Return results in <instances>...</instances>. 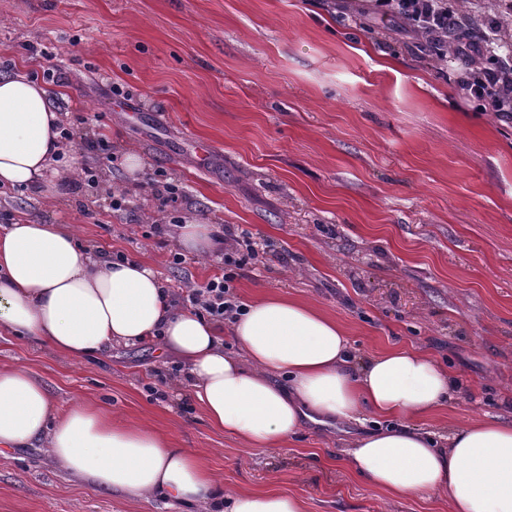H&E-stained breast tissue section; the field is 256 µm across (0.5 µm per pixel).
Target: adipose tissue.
<instances>
[{
    "instance_id": "ef3b65f1",
    "label": "adipose tissue",
    "mask_w": 512,
    "mask_h": 512,
    "mask_svg": "<svg viewBox=\"0 0 512 512\" xmlns=\"http://www.w3.org/2000/svg\"><path fill=\"white\" fill-rule=\"evenodd\" d=\"M56 119L45 86L23 73L0 76L1 182L45 183L62 151ZM0 326L71 358L161 338L209 420L255 449L276 447L309 423H358L366 413L393 419L354 438L360 478L397 496L447 489L448 512H512V423L476 421L438 445L408 421L453 398L451 376L413 350H390L350 371L342 329L310 304L267 296L248 306L233 325L238 359L207 319L169 306L150 267L103 260L78 246L69 225L25 221L0 229ZM39 441L70 474L115 494L211 512H303L288 494L225 492L201 454L152 428L111 423L82 403L56 416L28 372L0 369V447Z\"/></svg>"
}]
</instances>
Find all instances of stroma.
I'll list each match as a JSON object with an SVG mask.
<instances>
[{
	"label": "stroma",
	"mask_w": 512,
	"mask_h": 512,
	"mask_svg": "<svg viewBox=\"0 0 512 512\" xmlns=\"http://www.w3.org/2000/svg\"><path fill=\"white\" fill-rule=\"evenodd\" d=\"M454 8L472 27L496 21L492 52L512 53L504 0ZM20 69L104 147L70 152L76 173L98 161L77 193L0 184V226L70 225L172 290L206 283L223 255L173 264L178 238L150 225L230 226L259 253L235 282L241 302L316 307L344 330L353 365L414 349L452 374V400L416 429L438 440L475 420L512 423V119L465 99L461 53L433 59L369 0H0V75ZM156 180L178 185V201L149 197ZM160 346L74 359L0 328V369L27 370L58 412L84 403L198 450L231 494L288 493L304 512H448L444 491L395 496L353 471L351 442L379 418L311 424L254 450L209 421ZM0 512L206 508L91 488L37 444L0 451Z\"/></svg>",
	"instance_id": "1"
}]
</instances>
